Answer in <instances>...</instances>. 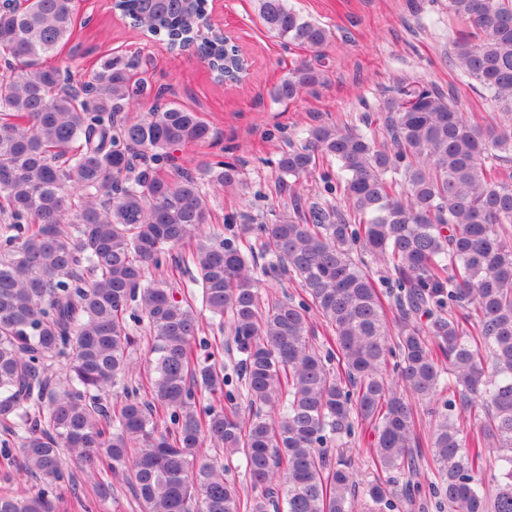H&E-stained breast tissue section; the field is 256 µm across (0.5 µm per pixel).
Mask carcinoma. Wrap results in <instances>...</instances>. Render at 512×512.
I'll list each match as a JSON object with an SVG mask.
<instances>
[{
  "mask_svg": "<svg viewBox=\"0 0 512 512\" xmlns=\"http://www.w3.org/2000/svg\"><path fill=\"white\" fill-rule=\"evenodd\" d=\"M202 2L117 8L151 35L199 38L218 61L224 46L199 29ZM77 7L24 0L0 13V428L14 438L0 456L37 486L0 495V512H54L63 490L87 510L80 473L101 497L128 487L140 512H354L357 499L383 512L420 493L416 405L436 396L438 505L512 512V0H448L461 25L453 66L487 115L418 82L362 96L351 123L285 138L279 182L311 178L316 201L269 222L231 217L187 252L211 208L199 169L170 150L206 141L210 127L150 98L132 60L105 59L87 95L75 63L46 65L71 39ZM257 16L285 48L333 38L288 0H257ZM321 78L302 63L269 96L294 99ZM149 99L145 115H126ZM212 181L241 185L237 162L218 163ZM174 250L196 271L188 298L143 285ZM260 273L288 276L304 297L261 303ZM133 324L151 341L145 385L125 383ZM207 325L229 330L241 354L234 392ZM205 392L224 399L200 411ZM359 423L385 474L363 488L342 443ZM235 455L250 497L225 477Z\"/></svg>",
  "mask_w": 512,
  "mask_h": 512,
  "instance_id": "1",
  "label": "carcinoma"
}]
</instances>
